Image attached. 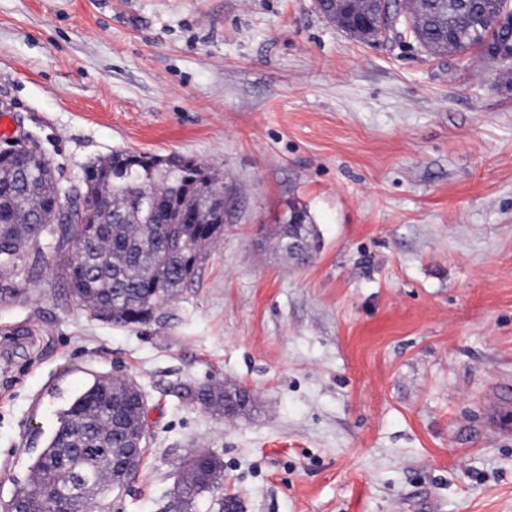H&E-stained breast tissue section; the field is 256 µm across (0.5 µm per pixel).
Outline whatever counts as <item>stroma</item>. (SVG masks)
Wrapping results in <instances>:
<instances>
[{
  "label": "stroma",
  "instance_id": "obj_1",
  "mask_svg": "<svg viewBox=\"0 0 512 512\" xmlns=\"http://www.w3.org/2000/svg\"><path fill=\"white\" fill-rule=\"evenodd\" d=\"M0 103L65 184L116 150L224 179V234L144 325L42 260L0 299V505L99 375L147 405L110 512H512V62L359 41L314 0H0ZM296 201L308 262L276 229ZM244 389L226 419L185 387ZM191 462L197 467L202 466L210 456V452L206 449H192ZM198 473L201 475L200 470L197 468ZM224 482V463L219 457L211 454L208 461V470L206 478L190 479L185 478L182 484L178 487L177 492L180 497L181 508L183 512H196L200 501L207 493L212 492Z\"/></svg>",
  "mask_w": 512,
  "mask_h": 512
}]
</instances>
